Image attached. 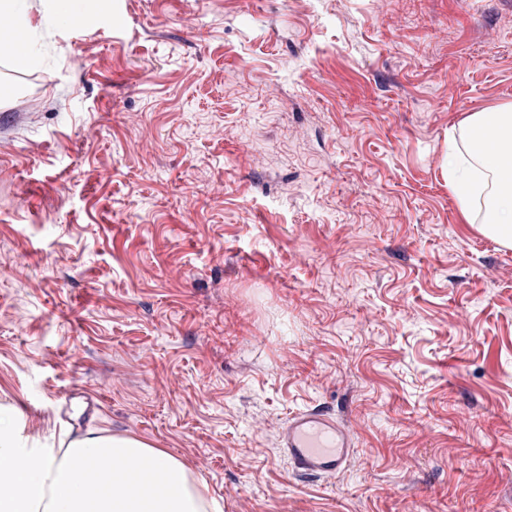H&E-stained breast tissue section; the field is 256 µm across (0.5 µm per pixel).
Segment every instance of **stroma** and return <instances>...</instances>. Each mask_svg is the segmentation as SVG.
Segmentation results:
<instances>
[{
    "label": "stroma",
    "instance_id": "obj_1",
    "mask_svg": "<svg viewBox=\"0 0 512 512\" xmlns=\"http://www.w3.org/2000/svg\"><path fill=\"white\" fill-rule=\"evenodd\" d=\"M23 3L0 405L29 444L138 438L222 512H512V247L446 172L512 106V0ZM310 406L356 434L341 474L279 446Z\"/></svg>",
    "mask_w": 512,
    "mask_h": 512
}]
</instances>
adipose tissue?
Listing matches in <instances>:
<instances>
[{
	"instance_id": "obj_1",
	"label": "adipose tissue",
	"mask_w": 512,
	"mask_h": 512,
	"mask_svg": "<svg viewBox=\"0 0 512 512\" xmlns=\"http://www.w3.org/2000/svg\"><path fill=\"white\" fill-rule=\"evenodd\" d=\"M473 127L487 129L498 150L481 155V171L497 191L487 211L484 230L512 247V112L474 113ZM0 512H208L185 464L160 448L129 436L90 430L66 447L30 448L12 411L0 407ZM145 460L149 472L133 475L116 461ZM111 469L112 488L96 484L88 462ZM166 493H158V486Z\"/></svg>"
}]
</instances>
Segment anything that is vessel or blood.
<instances>
[{
	"label": "vessel or blood",
	"instance_id": "obj_1",
	"mask_svg": "<svg viewBox=\"0 0 512 512\" xmlns=\"http://www.w3.org/2000/svg\"><path fill=\"white\" fill-rule=\"evenodd\" d=\"M279 443L294 472L309 477L343 471L357 451L349 426L319 408L289 415L280 429Z\"/></svg>",
	"mask_w": 512,
	"mask_h": 512
}]
</instances>
